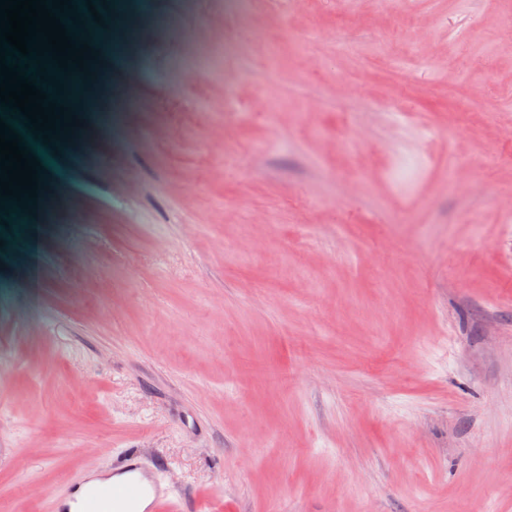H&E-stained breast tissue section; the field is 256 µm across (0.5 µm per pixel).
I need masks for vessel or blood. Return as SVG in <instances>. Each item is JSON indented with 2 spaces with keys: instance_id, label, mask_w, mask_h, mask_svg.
<instances>
[{
  "instance_id": "1",
  "label": "vessel or blood",
  "mask_w": 512,
  "mask_h": 512,
  "mask_svg": "<svg viewBox=\"0 0 512 512\" xmlns=\"http://www.w3.org/2000/svg\"><path fill=\"white\" fill-rule=\"evenodd\" d=\"M185 512L183 502L172 497L162 471L145 470L129 460L120 480L98 484L71 497L66 512Z\"/></svg>"
}]
</instances>
